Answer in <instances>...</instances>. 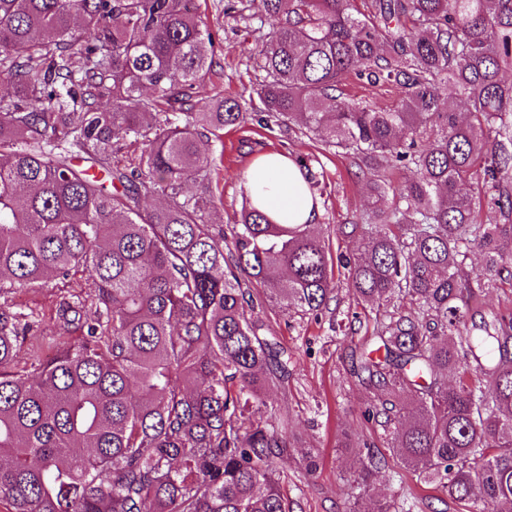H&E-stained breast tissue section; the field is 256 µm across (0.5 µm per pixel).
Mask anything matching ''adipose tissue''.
I'll use <instances>...</instances> for the list:
<instances>
[{
	"instance_id": "obj_1",
	"label": "adipose tissue",
	"mask_w": 512,
	"mask_h": 512,
	"mask_svg": "<svg viewBox=\"0 0 512 512\" xmlns=\"http://www.w3.org/2000/svg\"><path fill=\"white\" fill-rule=\"evenodd\" d=\"M250 201L277 224L315 223L319 206L304 171L280 153L263 155L245 173Z\"/></svg>"
}]
</instances>
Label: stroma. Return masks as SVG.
Wrapping results in <instances>:
<instances>
[{"instance_id": "35a3bbf8", "label": "stroma", "mask_w": 512, "mask_h": 512, "mask_svg": "<svg viewBox=\"0 0 512 512\" xmlns=\"http://www.w3.org/2000/svg\"><path fill=\"white\" fill-rule=\"evenodd\" d=\"M197 2L213 34L214 66L196 90L195 105L206 109L215 96L223 95L237 98L248 114L240 125L225 128L222 140L211 146L215 224L227 232L237 224L247 196L243 175L258 155L281 153L301 159L311 171L312 194L319 205L316 229L333 260L336 296L321 314L279 308L265 302L261 288H249L256 303L252 317L262 335L274 337L289 356L287 382L270 387L268 396L271 414L288 421L292 447L276 457L275 464L292 512H351L358 497L370 507L401 501L410 493L423 501L416 512H472L471 503L445 500L440 489L401 466L388 446L389 432L364 415L366 394L353 372V349L361 337L373 335L376 312L358 304L348 286L340 258L353 253L357 242L338 236L336 227L374 223L366 174L357 170L350 155L325 145L301 125L257 122L260 104L253 89L262 76L257 60L273 32L272 23L254 19L261 11L260 0H250L246 19L225 11L228 0ZM88 291L85 275L78 273L64 285L2 294L0 302L14 306L32 325L34 335L49 340L60 333L58 311ZM501 317L512 318V279L479 292L467 319ZM348 432L374 443L387 460L364 491L355 483L358 461L353 449L340 445ZM305 448L316 455L315 471H308L301 456Z\"/></svg>"}]
</instances>
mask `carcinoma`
<instances>
[{
    "mask_svg": "<svg viewBox=\"0 0 512 512\" xmlns=\"http://www.w3.org/2000/svg\"><path fill=\"white\" fill-rule=\"evenodd\" d=\"M275 21L254 89L258 121L298 119L378 172V223L346 259L357 298L381 311L361 356L368 412L390 447L455 501L512 506V321L466 328L474 289L512 277V224L478 220L460 192L476 167L512 218V0H263ZM82 41L79 51L72 43ZM213 36L195 0H0V294L74 270L90 292L60 310L56 354L17 367L33 340L0 303V503L7 512H290L273 465L282 426L267 387L288 358L259 335L242 283L282 308L318 313L336 291L312 224H275L253 204L233 241L210 221L212 139L244 121L194 94ZM356 71L394 87L389 109L338 94ZM452 86L463 95L441 96ZM147 142L132 170L112 162ZM411 169L388 200L386 171ZM161 205L143 206L156 193ZM484 255L470 274V245ZM408 301L405 309L401 302ZM83 335H68L70 328ZM377 469L360 458L359 488Z\"/></svg>",
    "mask_w": 512,
    "mask_h": 512,
    "instance_id": "carcinoma-1",
    "label": "carcinoma"
}]
</instances>
